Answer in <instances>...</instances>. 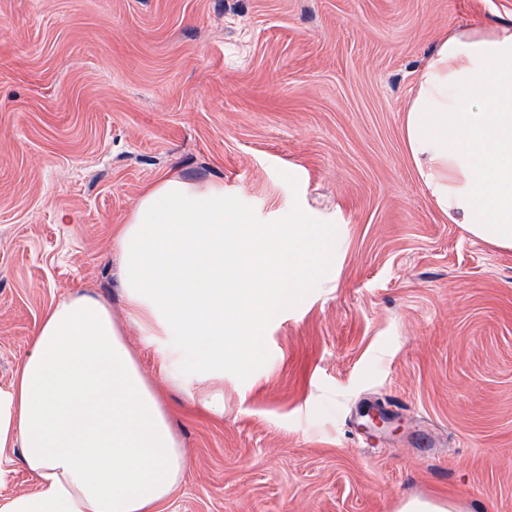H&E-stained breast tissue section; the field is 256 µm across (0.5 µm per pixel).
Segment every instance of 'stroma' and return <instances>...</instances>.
Returning a JSON list of instances; mask_svg holds the SVG:
<instances>
[{"instance_id": "35a3bbf8", "label": "stroma", "mask_w": 512, "mask_h": 512, "mask_svg": "<svg viewBox=\"0 0 512 512\" xmlns=\"http://www.w3.org/2000/svg\"><path fill=\"white\" fill-rule=\"evenodd\" d=\"M503 22L512 0H0V384L49 305L122 316L113 229L150 184L220 180L251 223L335 228L333 260L223 417L158 383L188 470L157 512H512V250L449 221L404 138L442 37Z\"/></svg>"}]
</instances>
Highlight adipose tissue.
I'll list each match as a JSON object with an SVG mask.
<instances>
[{"instance_id":"adipose-tissue-1","label":"adipose tissue","mask_w":512,"mask_h":512,"mask_svg":"<svg viewBox=\"0 0 512 512\" xmlns=\"http://www.w3.org/2000/svg\"><path fill=\"white\" fill-rule=\"evenodd\" d=\"M404 131L449 220L512 249V25L450 32L421 71ZM116 243L125 315L154 350L155 377L220 417L225 371L250 366L269 314L324 275L335 233L300 211L249 223L223 183L170 173ZM152 379L106 299L50 305L0 385V485L18 466L35 482L0 495V512H156L187 460Z\"/></svg>"}]
</instances>
